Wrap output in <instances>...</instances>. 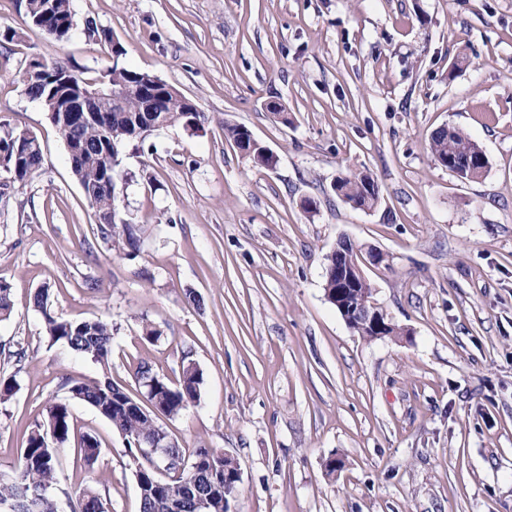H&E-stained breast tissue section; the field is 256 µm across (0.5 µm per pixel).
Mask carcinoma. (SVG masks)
<instances>
[{
  "label": "carcinoma",
  "instance_id": "cac0c4a2",
  "mask_svg": "<svg viewBox=\"0 0 512 512\" xmlns=\"http://www.w3.org/2000/svg\"><path fill=\"white\" fill-rule=\"evenodd\" d=\"M76 17L72 0H27L23 22L40 29L46 27L59 41L71 38L66 26L68 18ZM88 40L108 48L114 63L95 78L84 76L76 66L62 60L47 61L44 70L30 72L28 62L19 69L20 83L32 101L39 102L48 119L57 129L65 147L73 155L72 173L82 188L85 199L98 219L97 232L105 241H112L113 249L128 257L140 249L139 229L117 213V201L112 199V188L128 180L122 168V149L138 146L153 132L174 126L195 131L203 124L204 113L197 106L188 107L173 90L161 102V111H142V98L136 93L121 97L112 90L129 84H156L163 89L167 82L154 74L130 69L119 63L127 54L122 42L112 31L96 20L88 22L82 31ZM86 90L97 93L91 111L56 112L57 102L67 95ZM480 150L479 144L460 128L436 129L429 139L431 157L461 181H475L487 172L483 165L472 163ZM247 159L258 169H268L270 159L264 145L253 144ZM45 165V156L37 135L6 120H0V199L15 185H24L39 175ZM334 193L354 210H371L380 200V188L366 173H341L336 176ZM336 288V252L326 256L323 290ZM30 305L40 314L51 343H61L74 355L90 358L100 364L103 377L97 380L68 378L65 386L69 400H50L46 417L54 422L55 445H50L38 423L28 434L26 446L14 473L0 472V512H17L21 503L36 499L39 512H59L52 490L57 484V464L60 452L75 432L69 401L83 403L106 418L113 429L126 440L128 449L136 450L142 462L138 463L135 478L139 488L140 512H195V501L208 494L216 503L237 493L233 475L237 462L224 456L218 448H197L191 462H186L178 448L167 451V470L172 476L163 479L156 473L158 461L146 448L136 447V437L162 430L155 417L180 416L201 398L203 371L193 361L182 365L179 379L172 382L156 376L152 364L141 359L136 366V379L153 378L151 393H142L150 407L141 409L142 401L122 386L114 383L108 370L112 359V323L101 320L70 321L57 316L53 310L51 290L43 286L31 295ZM13 308L10 284L0 279V321L8 318ZM77 463L92 467L100 454L96 437L80 436L75 449ZM100 496L90 485L74 491L70 500L72 512H95Z\"/></svg>",
  "mask_w": 512,
  "mask_h": 512
}]
</instances>
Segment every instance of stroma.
I'll use <instances>...</instances> for the list:
<instances>
[{
	"instance_id": "obj_1",
	"label": "stroma",
	"mask_w": 512,
	"mask_h": 512,
	"mask_svg": "<svg viewBox=\"0 0 512 512\" xmlns=\"http://www.w3.org/2000/svg\"><path fill=\"white\" fill-rule=\"evenodd\" d=\"M72 3L120 39L124 65L173 85L207 120L126 149L118 209L141 246L117 255L17 75L33 54L91 78L108 61L83 34L57 41L24 26L19 0H0V26L24 29L0 44V119L36 133L45 156L0 201L13 301L0 379L14 382L0 402V471L48 400L67 399L65 378L103 373L49 343L29 304L47 286L58 316L112 322L110 375L130 391L140 359L170 380L183 360L199 366L200 402L162 425L184 454L236 459L234 512H512V0ZM228 120L276 153V169L252 167L225 138ZM444 124L485 149L483 178L434 163L429 135ZM348 171L378 182L375 209L336 197ZM343 238L388 255L364 273L405 336L364 339L327 302L326 256ZM146 322L157 341L143 339ZM71 412L101 447L89 470L60 454V512L86 482L110 512H139L124 438L88 406ZM333 457L343 467L330 475Z\"/></svg>"
}]
</instances>
